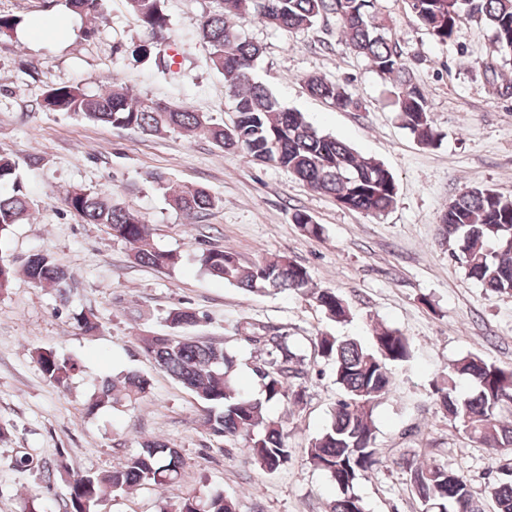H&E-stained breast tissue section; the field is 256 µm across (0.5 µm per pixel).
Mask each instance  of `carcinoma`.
<instances>
[{
	"label": "carcinoma",
	"instance_id": "obj_1",
	"mask_svg": "<svg viewBox=\"0 0 512 512\" xmlns=\"http://www.w3.org/2000/svg\"><path fill=\"white\" fill-rule=\"evenodd\" d=\"M216 10L203 17L201 39L209 47L211 67L224 77L234 98L236 119L228 127L186 107L152 98L134 97L128 88L114 86L102 95H88L74 84L51 86L37 106L46 112L80 114L86 119L113 127L136 129L146 134L184 130L198 133L226 150H240L253 161L288 170L297 180L331 196L341 206L374 217L394 205L397 185L380 161L359 154L345 142L314 128L300 112L292 111L254 78V68L263 52L229 19L257 18L287 32H304L319 21L334 17L341 36L357 55L394 88L397 118L420 144L436 145L440 134L431 117L428 97L408 67L397 41L388 35V25L379 14L377 0H216ZM421 24L439 42L458 37L466 18L484 21L496 42L512 49V0H409ZM79 14L102 13V0H68ZM130 14L152 38L165 37L170 20L165 0H127ZM309 92L343 108L357 102L338 82L311 77ZM0 185L11 190L0 193V240L14 225L30 216V198L17 175L16 161L0 153ZM168 204L200 217L220 203L201 187H184L166 194ZM66 207L88 224H99L106 232L132 246L133 260L160 270L179 263V256L157 248L150 229L114 197L75 189L64 199ZM441 240H455L456 258L469 278L489 295L512 293V199L489 186H473L457 195L440 218ZM201 270L245 291L258 287L279 291H305L311 279L307 269L285 258H270L255 264L243 263L228 249L202 248L196 255ZM23 271L36 285L54 291L67 301L72 276L50 255L34 253ZM313 298L327 318L344 322L350 317L348 304L332 289H319ZM74 326L83 334L98 329L96 316L84 310L72 314ZM168 331H149L135 337L137 347L172 378L209 405L204 426L226 439L242 438L249 443L251 461L273 472L291 457L282 424L263 416L264 402L286 396L298 403L303 398V360L286 337L250 330L244 339L272 348L271 359L254 366L265 400L239 392L233 383L236 358L224 348L180 332L199 322L190 308H176L167 317ZM314 350L332 366L340 390L330 419L307 448V459L335 483L338 496L331 512H367L356 494L359 480L383 462L384 452L376 443L373 411L376 401L392 387L391 366L409 362L413 343L398 329H376L368 344L349 336L322 333L315 337ZM46 379L58 388H68L80 366L50 350L36 352ZM471 383L463 393L459 381ZM149 380L128 372L120 380H105L93 394L90 407H126L143 398ZM436 400L448 419L469 438L500 454V478L488 487L495 512H512V370L478 356L455 361L435 384ZM399 465L406 486L421 505V512H483L468 478L415 455L401 457ZM178 449L157 437L139 442V450L118 468L104 474L69 476L64 463H44L43 480L52 487L65 484L67 512H99L107 491L125 492L136 486L165 489L180 474ZM161 512H236L234 500L222 492L192 496L165 506Z\"/></svg>",
	"mask_w": 512,
	"mask_h": 512
}]
</instances>
